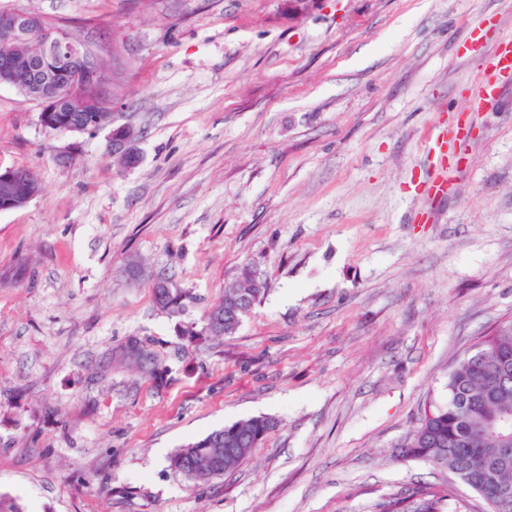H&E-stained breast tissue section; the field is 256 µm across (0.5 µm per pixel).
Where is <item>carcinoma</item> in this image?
I'll use <instances>...</instances> for the list:
<instances>
[{"label": "carcinoma", "mask_w": 512, "mask_h": 512, "mask_svg": "<svg viewBox=\"0 0 512 512\" xmlns=\"http://www.w3.org/2000/svg\"><path fill=\"white\" fill-rule=\"evenodd\" d=\"M264 292L255 271L243 268L231 287L224 289L222 301L208 312L203 334L233 335L241 321L228 323L224 314L239 307L242 312L238 316L244 317ZM152 296L157 307L170 313L178 312L186 299L183 292L162 285L160 278L152 284ZM502 348L512 349V324L501 327L486 341L483 363L461 360L452 367L446 384L448 403L433 407L432 416L422 417L410 441L403 445L402 456L425 460L467 478L483 470L485 452L493 447L496 437L478 426L492 415L512 411V400L504 407L484 397L488 384L499 378L512 387V371L502 374L497 366L496 351ZM276 425L274 419L259 416L214 430L180 449L172 464L191 481L208 483L236 471ZM453 496L450 486L444 496L426 493L413 502L396 498L383 505V512H443L445 502Z\"/></svg>", "instance_id": "carcinoma-1"}]
</instances>
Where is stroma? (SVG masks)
<instances>
[{
    "instance_id": "35a3bbf8",
    "label": "stroma",
    "mask_w": 512,
    "mask_h": 512,
    "mask_svg": "<svg viewBox=\"0 0 512 512\" xmlns=\"http://www.w3.org/2000/svg\"><path fill=\"white\" fill-rule=\"evenodd\" d=\"M59 22L117 75L93 134L44 129L0 87V167L41 193L0 211V498L19 512H380L445 494L399 454L450 369L512 321V76L468 111L512 0H0ZM486 27L484 45L467 47ZM462 158L424 188L430 136ZM132 126L139 156L112 153ZM144 275L126 280L129 261ZM263 298L197 343L243 266ZM189 293L157 308L154 277ZM158 356L155 381L117 350ZM277 422L233 474L171 459Z\"/></svg>"
}]
</instances>
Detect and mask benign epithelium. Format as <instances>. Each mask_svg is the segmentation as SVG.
Masks as SVG:
<instances>
[{
	"label": "benign epithelium",
	"mask_w": 512,
	"mask_h": 512,
	"mask_svg": "<svg viewBox=\"0 0 512 512\" xmlns=\"http://www.w3.org/2000/svg\"><path fill=\"white\" fill-rule=\"evenodd\" d=\"M40 24V16L22 4L0 10V86L15 89L24 101L36 105L39 123L45 129L53 125V112L100 111V101L112 86V68L60 25L43 30L38 51L31 52L21 34ZM135 138L129 126L113 130L112 153L123 159L131 157L129 144ZM0 187L8 197L7 208L25 206L39 195L38 178L27 168H0ZM483 426L498 434L504 444L512 439V414L487 420ZM511 453L512 448L498 449L478 483L477 491L497 512L512 502V488L499 479L500 465Z\"/></svg>",
	"instance_id": "1"
}]
</instances>
